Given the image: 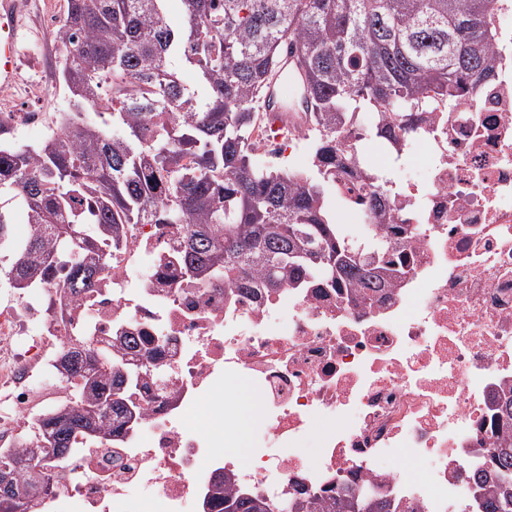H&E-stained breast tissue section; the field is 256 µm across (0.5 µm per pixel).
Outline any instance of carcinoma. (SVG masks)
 <instances>
[{
    "mask_svg": "<svg viewBox=\"0 0 512 512\" xmlns=\"http://www.w3.org/2000/svg\"><path fill=\"white\" fill-rule=\"evenodd\" d=\"M166 0H68L55 29L61 78L74 101L67 125L25 150L0 143V268L18 295L63 280L64 310L100 279L126 224H177L187 281L261 288L326 280L338 288H386L405 274L411 231L388 227L384 199L367 193L375 223L358 240L335 224L325 196L358 169L355 138L397 146L426 112L472 94L494 76V0H182V24ZM295 53L306 83L310 171L258 159L252 133L272 73ZM195 67L201 91L181 82L171 57ZM105 111L109 124L88 122ZM168 116L171 124L161 122ZM191 161L184 162L185 158ZM36 232L11 235L13 207ZM60 350L56 376L74 403L37 419L29 447L0 453L10 482L29 491L23 512H43L33 469L58 450L60 470L74 437L112 440L141 411L132 401L144 364L138 336H77ZM497 423L480 440L486 466L470 475L479 512H512V396L495 401ZM216 484L219 512H270L261 498ZM295 512H392L350 487Z\"/></svg>",
    "mask_w": 512,
    "mask_h": 512,
    "instance_id": "cac0c4a2",
    "label": "carcinoma"
}]
</instances>
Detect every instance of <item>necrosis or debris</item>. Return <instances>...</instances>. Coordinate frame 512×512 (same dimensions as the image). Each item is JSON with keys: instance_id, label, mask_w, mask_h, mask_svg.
Here are the masks:
<instances>
[{"instance_id": "obj_1", "label": "necrosis or debris", "mask_w": 512, "mask_h": 512, "mask_svg": "<svg viewBox=\"0 0 512 512\" xmlns=\"http://www.w3.org/2000/svg\"><path fill=\"white\" fill-rule=\"evenodd\" d=\"M494 4L495 78L397 148L388 214L415 234L405 276L370 300L317 282L261 298L188 285L167 224L128 225L125 247L64 319L57 286L0 292L1 448L17 447L41 411L34 383L49 405L69 399L40 371L71 337H149L147 359L164 372L133 394L137 425L106 447L79 439L44 512H206L222 477L272 512L350 485L414 512H467L474 448L512 387V0ZM62 119L1 112L0 133L23 128L37 146ZM418 150L422 180L409 176ZM237 381L260 401L244 456L230 449L239 413L224 397Z\"/></svg>"}]
</instances>
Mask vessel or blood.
<instances>
[{
  "mask_svg": "<svg viewBox=\"0 0 512 512\" xmlns=\"http://www.w3.org/2000/svg\"><path fill=\"white\" fill-rule=\"evenodd\" d=\"M27 6L26 0H0V87L12 86L17 79L15 41L17 23ZM305 89L294 55H287L268 84L264 110L274 130H288L305 118Z\"/></svg>",
  "mask_w": 512,
  "mask_h": 512,
  "instance_id": "vessel-or-blood-1",
  "label": "vessel or blood"
}]
</instances>
